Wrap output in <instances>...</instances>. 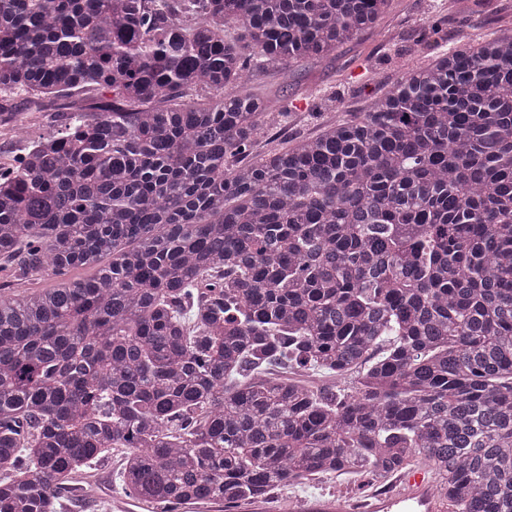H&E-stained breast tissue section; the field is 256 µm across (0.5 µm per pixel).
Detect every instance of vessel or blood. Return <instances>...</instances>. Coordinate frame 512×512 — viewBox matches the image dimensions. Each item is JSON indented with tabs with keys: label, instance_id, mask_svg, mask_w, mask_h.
<instances>
[{
	"label": "vessel or blood",
	"instance_id": "1",
	"mask_svg": "<svg viewBox=\"0 0 512 512\" xmlns=\"http://www.w3.org/2000/svg\"><path fill=\"white\" fill-rule=\"evenodd\" d=\"M394 490L386 496H372L362 501L343 498L316 500L309 512H445V503L436 495L432 479L421 470L399 474Z\"/></svg>",
	"mask_w": 512,
	"mask_h": 512
}]
</instances>
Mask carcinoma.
Listing matches in <instances>:
<instances>
[{"label": "carcinoma", "instance_id": "1", "mask_svg": "<svg viewBox=\"0 0 512 512\" xmlns=\"http://www.w3.org/2000/svg\"><path fill=\"white\" fill-rule=\"evenodd\" d=\"M388 2L0 0V118L73 100L0 168V270L57 279L0 295V512L114 448L159 512L420 463L452 512H512V34L242 162L248 71Z\"/></svg>", "mask_w": 512, "mask_h": 512}]
</instances>
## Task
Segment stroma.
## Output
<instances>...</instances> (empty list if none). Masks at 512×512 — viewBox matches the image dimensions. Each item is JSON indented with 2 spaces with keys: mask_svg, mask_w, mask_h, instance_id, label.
Returning a JSON list of instances; mask_svg holds the SVG:
<instances>
[{
  "mask_svg": "<svg viewBox=\"0 0 512 512\" xmlns=\"http://www.w3.org/2000/svg\"><path fill=\"white\" fill-rule=\"evenodd\" d=\"M509 30L512 0H389L372 27L328 57L295 63L287 76L273 65L249 74L248 87L264 99L268 111L288 113L286 121L271 124L255 151L285 148L368 110L384 88L401 78L405 64H426L435 52L463 38L480 41ZM123 458L122 449H115L81 474V481L98 487L99 499L77 506L63 496L64 512H102L115 499L135 507L136 498L125 495L119 482ZM371 490L358 476L319 477L277 490L266 504L269 512H303L315 498L357 500Z\"/></svg>",
  "mask_w": 512,
  "mask_h": 512,
  "instance_id": "obj_1",
  "label": "stroma"
}]
</instances>
